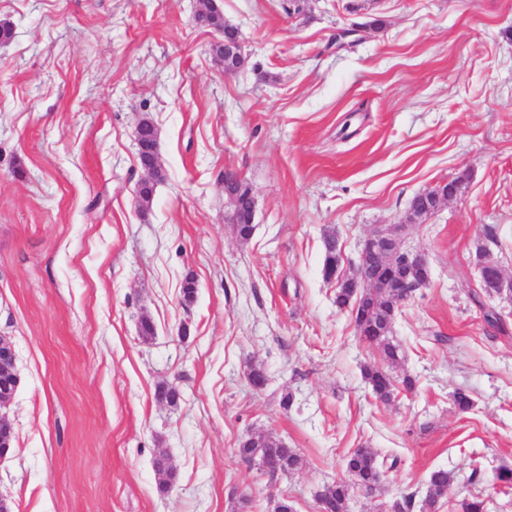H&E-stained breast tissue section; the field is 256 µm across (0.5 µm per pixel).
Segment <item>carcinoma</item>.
I'll use <instances>...</instances> for the list:
<instances>
[{
    "label": "carcinoma",
    "mask_w": 512,
    "mask_h": 512,
    "mask_svg": "<svg viewBox=\"0 0 512 512\" xmlns=\"http://www.w3.org/2000/svg\"><path fill=\"white\" fill-rule=\"evenodd\" d=\"M161 180L160 169H155L151 177L139 185L137 205L142 212L151 207L155 184ZM325 259L323 269L336 267L337 257L336 236L329 234L324 237ZM352 278L336 288L335 302L340 308L355 304ZM473 301L483 310L487 324L499 331L504 329L501 315L494 307L483 299L482 292L473 295ZM360 308L363 316L355 318L356 331L359 340L375 349L380 356L382 365L365 366L363 377L371 386L376 398L382 402L391 399L395 386L390 369L403 361L404 350L394 340L393 323L398 310L394 296L385 288H372L360 297ZM238 455L242 461L256 463L265 456H276L282 461L284 472L292 473L300 469L303 459L296 449L273 434L248 436L239 442ZM347 478L326 484L320 492L327 502L331 512H350L351 492L361 488L368 494L385 491V462L380 460V453L372 448H356L347 457L345 463ZM453 476L443 468L434 469L428 478V494L423 508L428 512H438L441 500Z\"/></svg>",
    "instance_id": "cac0c4a2"
}]
</instances>
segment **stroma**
Returning a JSON list of instances; mask_svg holds the SVG:
<instances>
[{"mask_svg": "<svg viewBox=\"0 0 512 512\" xmlns=\"http://www.w3.org/2000/svg\"><path fill=\"white\" fill-rule=\"evenodd\" d=\"M217 3L248 58L233 75L197 0H0L14 27L0 43V336L19 376L0 494L14 512H232L242 494L250 512L277 494L318 512L347 453L373 448L396 465L351 512L422 505L438 467L455 474L440 512L474 495L512 512L495 480L512 468V301H489L499 334L471 299L488 235L512 275V0H304L293 16L282 0ZM146 117L164 177L144 214ZM228 172L256 199L247 240L226 221ZM463 173L457 197L406 223L415 195ZM398 224L430 278L393 324L406 358L392 374L416 387L385 404L362 375L380 357L323 278V241L335 233L346 275L370 233ZM172 381L174 405L155 396ZM261 433L303 468L273 479L242 462L238 441Z\"/></svg>", "mask_w": 512, "mask_h": 512, "instance_id": "obj_1", "label": "stroma"}]
</instances>
